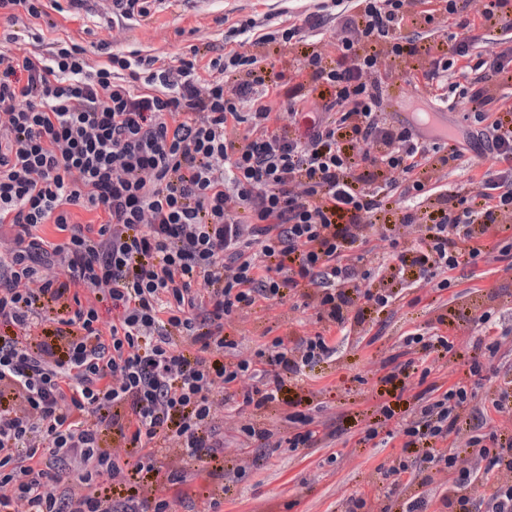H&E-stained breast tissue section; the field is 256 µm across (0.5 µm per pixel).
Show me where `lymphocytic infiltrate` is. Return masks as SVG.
Listing matches in <instances>:
<instances>
[{"mask_svg":"<svg viewBox=\"0 0 512 512\" xmlns=\"http://www.w3.org/2000/svg\"><path fill=\"white\" fill-rule=\"evenodd\" d=\"M471 2L314 0L301 21L248 17L167 61L59 35L55 15L83 0H0V227L15 231L0 254V512H173L192 465L223 473L232 395L252 410L245 443L268 446L261 413L277 403L289 447H318L283 393L336 354L331 329L411 290L441 294L462 266L512 272V46L489 38L512 29V0H483L477 19ZM241 35L257 53L232 48ZM273 44L307 83L286 85ZM411 58L431 105L415 125L387 112ZM470 58L475 78L457 82ZM460 104L468 147L423 138L431 112ZM469 151L498 169L450 184ZM49 224L61 241L42 236ZM288 297L314 309L316 331L241 357L225 320ZM501 346L474 343L454 382L455 339L435 329L380 362L383 382L426 387L404 415L380 404L363 439L396 422L405 457L391 472L419 492L352 497L344 512H512V428L489 419L512 417V380L484 397L468 384L479 350Z\"/></svg>","mask_w":512,"mask_h":512,"instance_id":"1","label":"lymphocytic infiltrate"}]
</instances>
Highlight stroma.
<instances>
[{
  "label": "stroma",
  "instance_id": "1",
  "mask_svg": "<svg viewBox=\"0 0 512 512\" xmlns=\"http://www.w3.org/2000/svg\"><path fill=\"white\" fill-rule=\"evenodd\" d=\"M309 7L308 0H159L148 22L111 29L106 21L112 15V0H87L77 20L66 27L75 34L85 25L114 47H141L173 57L189 45L215 41L216 18L234 22L282 11L296 21ZM490 306L504 325H512V274L493 273L476 287L462 284L448 289L435 303L425 298L410 307L402 302L352 327L347 340L337 341L335 356L311 368L309 380L288 385V398L306 400L305 411L319 429L335 432L330 447L242 448L235 428L249 412L229 402L224 408V476L219 479L208 470H197L176 512H206V495L218 488L224 491V512H238L243 505L250 512H341L347 498H373L392 485L403 496L417 493L407 477L394 483L386 475L401 456V448H376L360 441L371 412L381 403L405 405L417 392L413 386L402 392L389 389L379 382L374 365L400 353L404 336L430 323L454 337L457 347H465L477 330L464 322V313L477 314ZM313 314V309H296L288 302L270 308L261 303L245 322H226L224 332L239 341L241 355L248 357L275 337L303 331ZM242 457L248 467L240 472L236 466Z\"/></svg>",
  "mask_w": 512,
  "mask_h": 512
}]
</instances>
